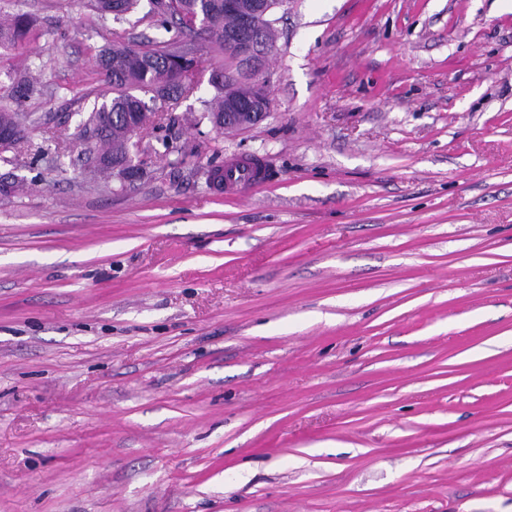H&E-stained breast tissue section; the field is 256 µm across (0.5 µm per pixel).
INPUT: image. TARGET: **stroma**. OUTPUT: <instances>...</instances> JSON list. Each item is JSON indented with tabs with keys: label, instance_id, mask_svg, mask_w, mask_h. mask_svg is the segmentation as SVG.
Here are the masks:
<instances>
[{
	"label": "stroma",
	"instance_id": "1",
	"mask_svg": "<svg viewBox=\"0 0 512 512\" xmlns=\"http://www.w3.org/2000/svg\"><path fill=\"white\" fill-rule=\"evenodd\" d=\"M17 13L0 512H512V0H285L268 115L221 133L184 36L199 85L125 183L76 136L153 19ZM37 85L38 82L33 76L21 74L0 95V130L9 132V139L4 140L1 146H17L25 140V129L21 125L24 113L17 110L36 91Z\"/></svg>",
	"mask_w": 512,
	"mask_h": 512
}]
</instances>
